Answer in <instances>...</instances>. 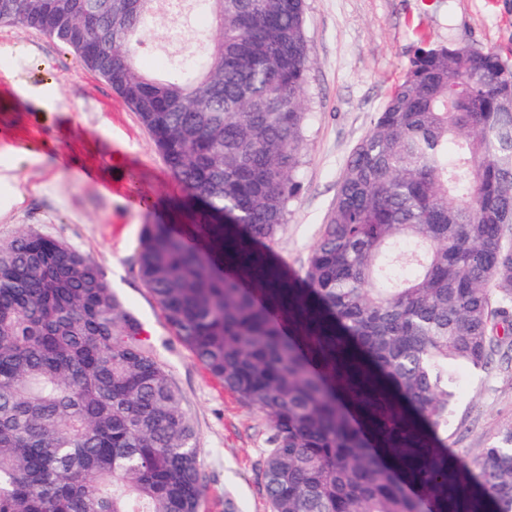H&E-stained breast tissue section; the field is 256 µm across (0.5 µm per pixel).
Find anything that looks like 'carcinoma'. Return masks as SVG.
<instances>
[{
  "mask_svg": "<svg viewBox=\"0 0 512 512\" xmlns=\"http://www.w3.org/2000/svg\"><path fill=\"white\" fill-rule=\"evenodd\" d=\"M168 77L137 56L157 0H0L137 112L186 192L137 274L174 334L270 422L271 512H512V422L448 446L457 367L512 350V65L418 50L351 154L303 274L266 252L297 198L305 0H193ZM98 266L0 246V512H199L182 398Z\"/></svg>",
  "mask_w": 512,
  "mask_h": 512,
  "instance_id": "carcinoma-1",
  "label": "carcinoma"
}]
</instances>
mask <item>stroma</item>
<instances>
[{"label":"stroma","instance_id":"1","mask_svg":"<svg viewBox=\"0 0 512 512\" xmlns=\"http://www.w3.org/2000/svg\"><path fill=\"white\" fill-rule=\"evenodd\" d=\"M192 17L163 14L146 31L139 64L161 74L188 52ZM312 67L300 192L271 250L301 274L336 197L344 166L423 42L493 50L512 62V0H306ZM0 245L32 230L65 242L100 268L142 324L196 432L200 512H271L258 470L267 415L224 390L163 318L139 279L142 228L179 223L183 196L138 115L97 72L44 33L0 25ZM56 88L53 107L29 89ZM95 172L92 180L84 172ZM448 444L475 458L512 420V368L459 369Z\"/></svg>","mask_w":512,"mask_h":512}]
</instances>
